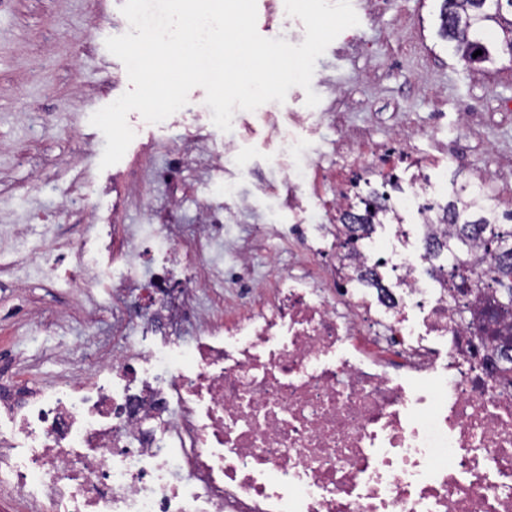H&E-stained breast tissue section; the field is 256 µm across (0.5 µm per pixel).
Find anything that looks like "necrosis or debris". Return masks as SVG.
<instances>
[{
    "label": "necrosis or debris",
    "instance_id": "obj_1",
    "mask_svg": "<svg viewBox=\"0 0 512 512\" xmlns=\"http://www.w3.org/2000/svg\"><path fill=\"white\" fill-rule=\"evenodd\" d=\"M340 140L322 245L299 243L262 281L237 250L213 305L200 294L224 238L216 205L188 228H123L105 264L83 243L41 250L46 279L113 282L144 329L197 333L146 351L116 320L84 381L0 395V475L37 512H512V382L490 374L496 293L474 286L492 255L479 241L456 265L439 247L434 166L405 138ZM492 195L486 174L448 191L472 224L498 223ZM410 209L394 243L356 230L402 227Z\"/></svg>",
    "mask_w": 512,
    "mask_h": 512
}]
</instances>
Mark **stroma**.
<instances>
[{"label": "stroma", "instance_id": "1", "mask_svg": "<svg viewBox=\"0 0 512 512\" xmlns=\"http://www.w3.org/2000/svg\"><path fill=\"white\" fill-rule=\"evenodd\" d=\"M125 0H0V226L47 224L48 239L68 250L83 239L85 214L65 208L70 194L90 191L109 224H192L204 203L224 207V239L253 238L255 274L270 276V256L287 265L293 221L285 167H315L327 176L339 127L367 131L377 141L405 129L421 134L418 147L448 146L463 164L449 167L459 184L475 171L502 168L507 178L496 198L512 210V60L500 57L469 68L439 34L441 0H351L358 26L344 30L316 61L311 86L320 103L292 88L285 102L237 112L227 139L235 153L214 167L197 140L209 136L206 93L190 91L186 118L147 123L130 113L136 136L117 164L100 169L106 140L91 115L130 89L123 63L105 47L129 29ZM306 152L288 154L287 138ZM145 179L148 203L114 201L112 187L131 171ZM53 191L32 194L36 178ZM44 239L0 237L13 270L0 271V385L44 387L70 378L100 352L98 336L111 325V287L95 290L99 318L89 317L82 293L37 276L32 267ZM225 246L210 260L223 267ZM278 264V265H279ZM26 281L36 319L8 321L18 281Z\"/></svg>", "mask_w": 512, "mask_h": 512}]
</instances>
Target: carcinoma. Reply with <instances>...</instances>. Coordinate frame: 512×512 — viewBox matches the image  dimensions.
<instances>
[{
	"mask_svg": "<svg viewBox=\"0 0 512 512\" xmlns=\"http://www.w3.org/2000/svg\"><path fill=\"white\" fill-rule=\"evenodd\" d=\"M440 12V35L448 40V46L460 56L465 65L492 64L496 60L498 47L512 40V0H442ZM480 50L482 54L474 56ZM505 224H455L450 234L448 252L461 260L473 240L480 236L485 244L501 237L512 238V211L502 215ZM489 279L496 288L498 299L490 306V322H495L499 313L512 310L504 304V296H512V255L509 259L498 258L495 265L477 278L476 284Z\"/></svg>",
	"mask_w": 512,
	"mask_h": 512,
	"instance_id": "1",
	"label": "carcinoma"
}]
</instances>
